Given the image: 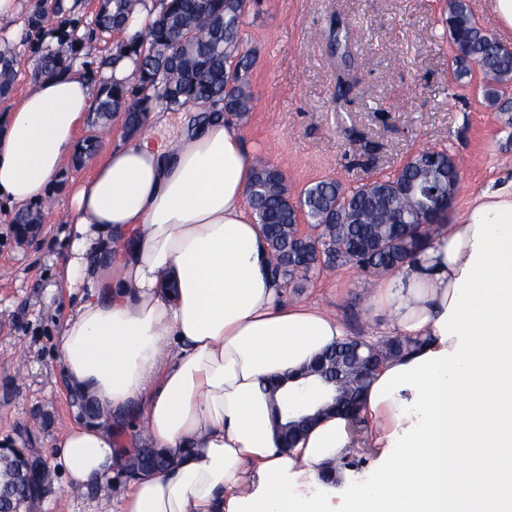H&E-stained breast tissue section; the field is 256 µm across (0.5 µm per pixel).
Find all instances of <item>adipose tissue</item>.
I'll use <instances>...</instances> for the list:
<instances>
[{
	"label": "adipose tissue",
	"mask_w": 512,
	"mask_h": 512,
	"mask_svg": "<svg viewBox=\"0 0 512 512\" xmlns=\"http://www.w3.org/2000/svg\"><path fill=\"white\" fill-rule=\"evenodd\" d=\"M129 58L89 75L41 77L0 124V203L42 200L75 149L98 86L128 82ZM112 148L81 181L61 274L79 304L57 339L73 392L110 420L70 425L53 462L82 486L124 471L115 425L143 422L178 465L143 475L100 512H512V179L475 196L416 259L376 282L397 335L427 339L374 375L366 411L374 475L318 496L324 463L355 443L322 419L281 451L265 381L300 369L347 332L287 304L246 205L254 156L221 113Z\"/></svg>",
	"instance_id": "1"
}]
</instances>
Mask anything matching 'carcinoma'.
<instances>
[{"mask_svg":"<svg viewBox=\"0 0 512 512\" xmlns=\"http://www.w3.org/2000/svg\"><path fill=\"white\" fill-rule=\"evenodd\" d=\"M156 14L149 25L125 43L135 57L136 85L113 83L101 88L96 112L106 118L125 113V126L134 133L145 125L148 113L162 105L178 111L196 102L210 112L241 117L253 108L254 95L243 73L251 67L249 56L239 52V27L246 0H153ZM144 0H112V8L96 15L85 38H75L69 56H49L44 73L58 74L80 56L84 40L98 33H121ZM62 14L60 5L37 8L28 19L34 38ZM453 44L451 72L455 81L472 78L478 70L489 107L507 115L512 101L504 89L512 86V55L502 51L497 38L472 16L465 0H448L446 18ZM340 51L341 70L336 79V101L347 99L354 60L341 50L348 35L332 31ZM17 60L0 51V98L9 94ZM460 167L448 153L421 150L410 156L394 175L354 189L338 180L320 181L292 198L283 173L275 166L256 162L248 191V204L271 253L270 273L297 291L303 290L323 270L351 264L369 276L399 269L420 252L444 226L460 184ZM319 229L312 237L298 236V224ZM424 339L392 337L370 344L348 337L322 352L325 370L337 376L331 410L352 420L360 418L366 391L377 368L390 358L410 357L425 345ZM274 404V416L283 440L307 432L312 417L289 420ZM126 473H164L178 455L153 447L125 448ZM34 496L44 486L48 472L42 456L32 462Z\"/></svg>","mask_w":512,"mask_h":512,"instance_id":"cac0c4a2","label":"carcinoma"}]
</instances>
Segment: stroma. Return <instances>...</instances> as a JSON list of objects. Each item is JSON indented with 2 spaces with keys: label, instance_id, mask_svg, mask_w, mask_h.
I'll return each instance as SVG.
<instances>
[{
  "label": "stroma",
  "instance_id": "obj_1",
  "mask_svg": "<svg viewBox=\"0 0 512 512\" xmlns=\"http://www.w3.org/2000/svg\"><path fill=\"white\" fill-rule=\"evenodd\" d=\"M37 0H19L15 20L0 24V48H12L18 73L0 101V115L29 90L43 54L66 50L57 26L39 48L25 38ZM447 0H247L240 29L242 51L255 57L247 79L253 109L243 127L250 150L278 166L292 194L330 179L358 186L393 175L423 148L445 150L462 162L449 214L461 218L476 194L512 178V126L486 108L479 80L452 81L451 45L444 19ZM349 32L356 85L337 104L333 23ZM96 135L97 152L82 163L67 160L36 203L41 227L18 241L13 210L0 208V442L38 449L53 446L86 415L68 388L56 349L59 329L76 302L58 285L66 265L68 207L74 186L112 146L126 138L122 114L104 124L88 113L79 137ZM374 279L344 265L288 288L290 303L315 304L341 320L350 335L380 343L392 337L390 318L375 310ZM23 512H97L119 492L112 478L87 488L67 487L57 469Z\"/></svg>",
  "mask_w": 512,
  "mask_h": 512
}]
</instances>
